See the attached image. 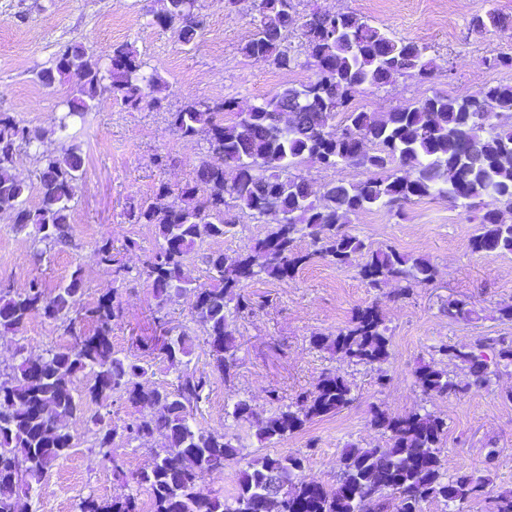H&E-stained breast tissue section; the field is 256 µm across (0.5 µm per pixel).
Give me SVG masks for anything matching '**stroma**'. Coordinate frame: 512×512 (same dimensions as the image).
<instances>
[{"label":"stroma","instance_id":"1","mask_svg":"<svg viewBox=\"0 0 512 512\" xmlns=\"http://www.w3.org/2000/svg\"><path fill=\"white\" fill-rule=\"evenodd\" d=\"M160 8L159 0H0V112L41 136L34 148L19 150L15 174L33 181L38 154L60 151L69 142L80 145L84 157L69 245L39 256L28 233L15 231L10 215L0 213V289L18 293L37 280L50 292L68 280L74 268H81L84 307L114 295L125 310L112 329L114 349L122 356L148 357L149 381L167 386L175 380L174 371L160 352L145 354L144 342L162 344L169 328L189 333L194 369L208 363L209 347L191 318L195 292L156 309L152 285L143 273L147 256L157 246L154 229L130 223L126 212L142 201L157 200L160 185L177 190L193 183L196 166L207 153L203 138L183 139L173 131L170 114L190 98L254 102L306 82L313 70L308 45L297 28L285 38L294 59L289 69L243 54L254 32L257 0L234 5L196 0L199 30L189 45L180 41L175 29L154 23ZM315 8L355 13L395 38L428 46L435 60L431 80L397 77L384 88L359 94L357 108L388 112L435 93L465 95L512 83V68L486 64L488 58L512 54V30L471 29L472 20L491 9L512 17V0H295L298 20ZM75 41L96 60L112 46L132 44L148 70L158 71L168 85L160 104L137 109L97 105L75 119L68 132H60L57 117L70 87L44 86L36 73L50 66L60 46ZM295 172L316 191L330 182H356L366 176L358 167H327L309 158L302 159ZM224 211L234 229L219 239L202 238L185 261L198 284L208 282V253L237 258L271 225L232 203ZM478 228L473 212L439 197L412 200L399 212L380 208L352 215L347 230L366 244L422 256L434 265L433 283L415 286L402 298L397 295L399 283L376 291L366 287L356 265L339 267L320 258L289 280L249 281L243 293L252 310L229 319L239 344L237 374L228 381L213 379L195 413L200 427L224 430L237 446L238 457L224 471L205 475L203 490L232 496L241 470L265 455L304 457V480L334 484L349 445L388 444L387 434L370 423L371 408L392 415L424 409L448 423L440 450L448 469L489 478L483 495L466 512H491L492 499L512 490V401L505 398L512 392V367L499 369L489 386H474L448 398H428L414 376L421 363L439 361L441 345L467 346L482 336H512V322L499 317L500 305L512 302V254L472 251L470 241ZM104 235L112 239L118 266L102 264L95 256ZM129 238L138 241V249L124 250ZM452 298L466 300L472 316L458 321L444 316L441 308ZM375 302L391 335L390 357L381 369L353 364L311 344L312 335L338 332L356 309ZM69 342L61 323L32 315L18 330L0 331V369L15 363L18 352L43 356ZM329 371L350 383L353 404L277 443L261 442L257 424L224 413L225 406L245 399L263 416H272L279 405L294 402L299 392L312 388ZM99 413L121 425L138 417L140 409L117 394L86 402L83 413L66 422L74 447L31 491L28 512H77L87 497L111 500L124 490L114 466L127 473L142 469L151 460L150 449L163 442L159 436L147 443L125 441L112 457L102 456L88 423Z\"/></svg>","mask_w":512,"mask_h":512}]
</instances>
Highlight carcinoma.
Returning <instances> with one entry per match:
<instances>
[{"label":"carcinoma","mask_w":512,"mask_h":512,"mask_svg":"<svg viewBox=\"0 0 512 512\" xmlns=\"http://www.w3.org/2000/svg\"><path fill=\"white\" fill-rule=\"evenodd\" d=\"M194 2L165 0L156 23L178 25L181 41L194 42ZM296 22L293 0H261L256 32L243 53L268 59L281 69L290 67L284 38ZM507 27L508 19L495 10L472 21L477 32ZM302 36L313 59V77L307 82L259 102L193 99L171 113V125L180 137L207 141L208 155L199 163L197 184L182 188L169 205L146 200L128 213L131 223L150 224L155 230L157 247L145 272L152 280L156 308L164 309L189 287L199 294L192 320L205 333L209 370L188 368L184 358L191 349L183 331L163 348L175 382L168 387L149 385L148 367L137 357L119 355L112 346V324L123 316L120 303L112 297L91 308L80 307L84 283L79 267L49 295L38 281L23 294L0 289V330H15L41 314L60 322L71 336L69 346L47 353L40 375H33L22 358L0 380V512H27L28 494L46 469L73 447L74 436L54 419L82 413L83 397L74 394L71 378L84 371L93 377L86 393L90 400L118 393L151 409L122 426L101 414L91 416L98 448L107 450L118 441L156 433L165 438L164 447L150 449L152 462L130 475L132 483L150 491L152 512H259L258 504L273 491L286 504L285 512H422L427 501L444 503L448 512H462L465 503L484 492L486 476L444 471L439 448L448 432L445 419L432 412L391 416L381 410L373 411L371 423L388 434L389 445H350L334 485L312 487L302 480L300 456L266 455L241 471L234 495L226 498L201 488L204 475L224 470L238 455L224 432L196 425L194 409L212 378L229 381L235 376L238 344L228 331V318L252 308L241 295L247 281L291 278L319 257L336 265L360 260L361 278L372 289L400 281L406 283L400 289L404 295L413 285H426L435 274L430 260L391 248L373 249L346 230L353 214L374 207L399 209L414 198L441 197L477 212L480 229L471 240L472 249L512 253V224L501 219V207L512 209V125L493 122L512 112V84L461 96L435 93L391 112H367L352 107L367 88L379 89L395 76L422 81L434 77L428 47L396 40L355 13L319 9L307 15ZM104 60L102 66L91 63L86 47L72 42L56 53L53 66L38 73L46 85L71 84L68 111L59 117L60 131L92 103L110 100L134 108L145 100L161 102L158 93L167 83L145 71L132 45L113 48ZM290 109L295 110L296 126L286 132L281 114ZM226 111L236 113V119L224 122ZM339 113L344 114V124L338 126ZM32 142L27 127L0 113V212L22 207L23 220L13 229L33 227L43 255L70 241L75 187L84 161L76 144L59 154L39 155L35 180L41 202L31 208V185L13 174V165L19 149ZM368 143L375 146L371 152ZM305 156L327 166L362 167L368 176L324 185L316 203L309 182L289 173ZM226 167L237 170L231 181L225 177ZM397 168L410 170V175H397ZM226 197L258 216L275 205L286 214L287 223L274 225L251 247L263 257L257 267L249 253L232 263L221 252L209 254L211 284L203 288L186 274L185 259L202 237L228 233L232 220L224 218ZM302 237L310 240L311 250L296 249ZM443 313L466 319L472 309L466 301L452 299ZM312 344L356 365L379 368L390 356L388 327L375 303L358 309L337 333L314 335ZM439 353L467 369L472 384L487 386L494 375L490 366H512V336H486L466 347L446 345ZM415 378L429 397L456 396L472 385L460 384L448 374V366L435 363L418 368ZM353 402L349 382L326 372L270 418H261L245 400L234 403L229 414L237 421L257 422L260 440L271 443ZM388 490L397 494L392 503L385 496ZM79 512H137V504L131 494L114 496L109 504L87 498Z\"/></svg>","instance_id":"1"}]
</instances>
